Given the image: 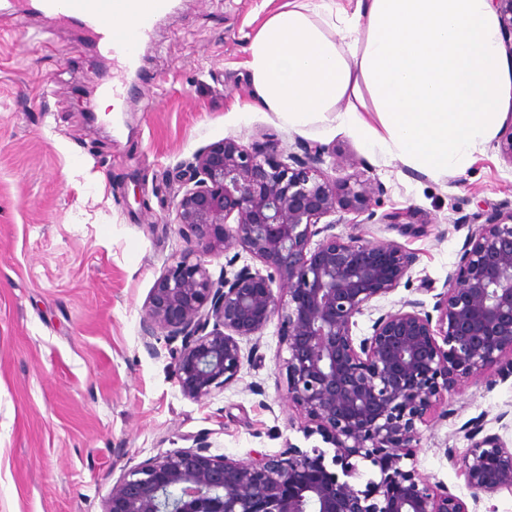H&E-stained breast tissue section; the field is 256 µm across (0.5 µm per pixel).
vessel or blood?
Listing matches in <instances>:
<instances>
[{
    "label": "vessel or blood",
    "instance_id": "vessel-or-blood-1",
    "mask_svg": "<svg viewBox=\"0 0 512 512\" xmlns=\"http://www.w3.org/2000/svg\"><path fill=\"white\" fill-rule=\"evenodd\" d=\"M48 19H63L91 33L98 47L117 68L104 94L127 100L129 75L142 69L140 49L150 43L158 20L172 8V0H26Z\"/></svg>",
    "mask_w": 512,
    "mask_h": 512
}]
</instances>
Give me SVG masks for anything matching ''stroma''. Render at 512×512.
<instances>
[{
  "mask_svg": "<svg viewBox=\"0 0 512 512\" xmlns=\"http://www.w3.org/2000/svg\"><path fill=\"white\" fill-rule=\"evenodd\" d=\"M285 0H173L144 54L155 79L118 122L91 121L112 62L84 33L37 16H0V512H103L112 486L160 454L204 447L248 460L305 437L287 398L279 323L260 338V362L201 401L183 397L165 339L142 343L144 305L185 242L175 224L176 167L233 139L317 143L345 171L378 185V212L410 208L422 232L345 214L336 234L395 243L415 258L410 286L383 310L442 288L480 203L512 202V164L490 140L463 172L430 176L370 153L336 122L291 130L251 105L249 39ZM447 412L422 427L415 464L469 499L456 463L473 444L464 426L512 448V377L497 368L458 386Z\"/></svg>",
  "mask_w": 512,
  "mask_h": 512,
  "instance_id": "1",
  "label": "stroma"
}]
</instances>
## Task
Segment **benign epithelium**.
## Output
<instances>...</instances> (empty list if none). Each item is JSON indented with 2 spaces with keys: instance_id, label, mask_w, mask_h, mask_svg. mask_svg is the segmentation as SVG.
I'll use <instances>...</instances> for the list:
<instances>
[{
  "instance_id": "obj_1",
  "label": "benign epithelium",
  "mask_w": 512,
  "mask_h": 512,
  "mask_svg": "<svg viewBox=\"0 0 512 512\" xmlns=\"http://www.w3.org/2000/svg\"><path fill=\"white\" fill-rule=\"evenodd\" d=\"M512 51V0H491ZM224 139L179 171L175 223L186 248L165 266L145 304L144 346L163 333L182 395L202 400L235 382L278 319L288 400L305 437L328 451L288 446L248 461L182 448L142 462L112 486L103 512H469L466 502L419 474L418 425L460 382L497 365L512 376V203L484 204L432 308L409 300L354 334L356 317L398 288L414 262L396 244L342 238L320 219L340 209L404 231L416 212L376 215V188L323 169L326 148ZM234 223H228L229 219ZM322 239L313 241L316 236ZM242 249L265 271L236 268ZM222 254L213 277L206 258ZM279 280L281 294L271 284ZM379 478L358 482L359 464ZM473 501L512 493V448L488 435L459 461Z\"/></svg>"
}]
</instances>
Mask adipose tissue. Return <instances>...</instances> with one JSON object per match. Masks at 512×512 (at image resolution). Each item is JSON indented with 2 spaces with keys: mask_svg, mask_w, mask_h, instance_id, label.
I'll return each mask as SVG.
<instances>
[{
  "mask_svg": "<svg viewBox=\"0 0 512 512\" xmlns=\"http://www.w3.org/2000/svg\"><path fill=\"white\" fill-rule=\"evenodd\" d=\"M248 52L253 98L282 124L336 120L427 175L467 168L512 110L490 0H287Z\"/></svg>",
  "mask_w": 512,
  "mask_h": 512,
  "instance_id": "ef3b65f1",
  "label": "adipose tissue"
}]
</instances>
